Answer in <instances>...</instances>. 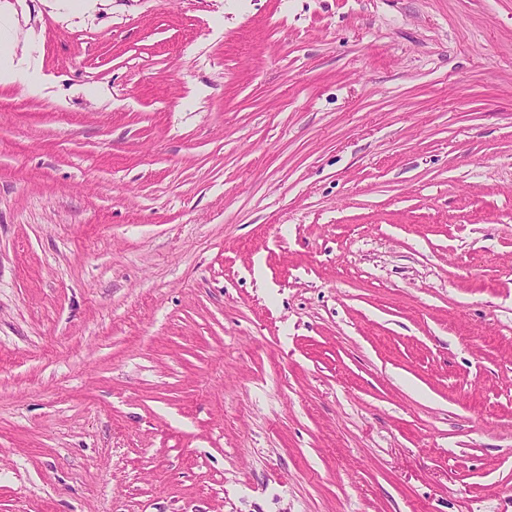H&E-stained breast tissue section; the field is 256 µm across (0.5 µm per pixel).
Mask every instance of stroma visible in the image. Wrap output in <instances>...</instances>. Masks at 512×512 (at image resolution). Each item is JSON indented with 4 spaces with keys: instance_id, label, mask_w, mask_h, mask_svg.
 Returning a JSON list of instances; mask_svg holds the SVG:
<instances>
[{
    "instance_id": "stroma-1",
    "label": "stroma",
    "mask_w": 512,
    "mask_h": 512,
    "mask_svg": "<svg viewBox=\"0 0 512 512\" xmlns=\"http://www.w3.org/2000/svg\"><path fill=\"white\" fill-rule=\"evenodd\" d=\"M0 512H512V0H0Z\"/></svg>"
}]
</instances>
